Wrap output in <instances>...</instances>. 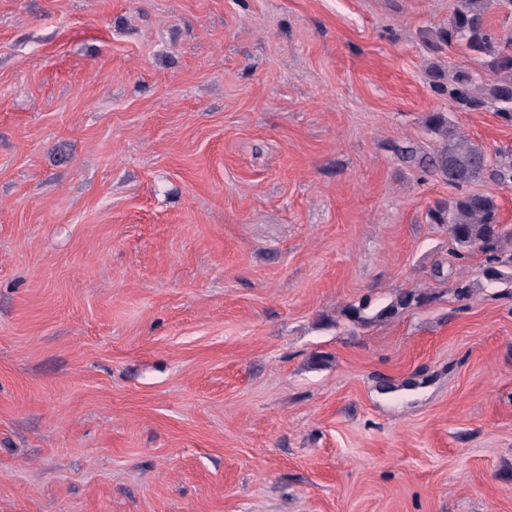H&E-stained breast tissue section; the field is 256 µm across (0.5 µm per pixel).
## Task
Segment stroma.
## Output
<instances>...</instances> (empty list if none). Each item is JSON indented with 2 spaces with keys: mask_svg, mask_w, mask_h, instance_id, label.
I'll return each instance as SVG.
<instances>
[{
  "mask_svg": "<svg viewBox=\"0 0 512 512\" xmlns=\"http://www.w3.org/2000/svg\"><path fill=\"white\" fill-rule=\"evenodd\" d=\"M449 11L0 0V512H512V291L454 295L421 165L512 124ZM427 302V297L417 294L414 291H400L395 298L387 305L381 307L372 318L365 317L363 310L365 305L351 307L349 309V319L354 323H368L370 320L384 321L394 318L402 310L412 306H422Z\"/></svg>",
  "mask_w": 512,
  "mask_h": 512,
  "instance_id": "1",
  "label": "stroma"
}]
</instances>
